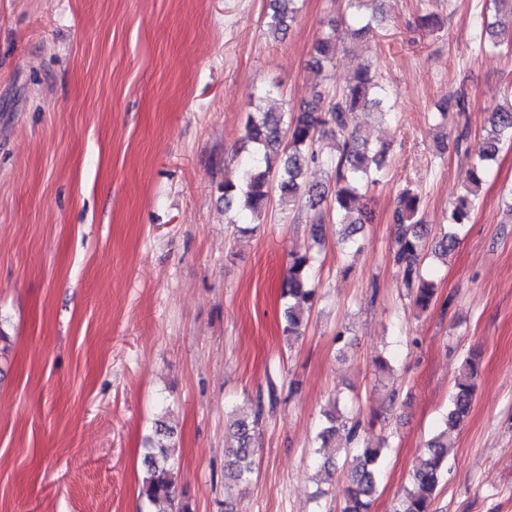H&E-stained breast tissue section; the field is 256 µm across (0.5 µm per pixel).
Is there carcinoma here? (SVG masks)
<instances>
[{"instance_id": "1", "label": "carcinoma", "mask_w": 512, "mask_h": 512, "mask_svg": "<svg viewBox=\"0 0 512 512\" xmlns=\"http://www.w3.org/2000/svg\"><path fill=\"white\" fill-rule=\"evenodd\" d=\"M296 0H272L267 28L274 39H282L295 18ZM347 8L356 27L352 37L363 38L371 32L370 22H362L360 9L368 0H346ZM487 46L497 48L502 44L512 47V29L488 27ZM336 35L331 32L319 39L312 54V67L318 71L332 63ZM384 88L378 83L371 65L360 67L348 86L329 101L327 109L320 102L305 105L293 115L273 108L254 105L248 113L245 126V159L235 181L226 180L222 187L224 205H237L242 214L255 220L260 217L273 199L293 203L305 199L311 208H316L326 198V191L304 181L309 165L325 164L322 155L315 149L317 136L327 125L336 133L335 185L332 194V210L336 222L347 223L346 238L359 231V225L371 221L369 212L359 211V217L348 222V214L356 208L359 199L370 186L379 183L387 146L383 143L369 144L361 138L360 129L354 125V115L368 108L384 111ZM486 129L483 152L471 163L469 186L455 205L448 211V228L441 229V237L434 252L446 255L458 243V229L470 220L474 200L483 184V176L489 162L498 153L501 144L512 141V95L506 103L497 105L491 112ZM420 196L403 191L393 213L395 226L392 244V259L398 267L404 286L410 290L414 306L420 311L428 310L436 301V289L423 275L421 266L425 261L422 244L424 225L418 219ZM309 262L306 255H293L289 261L284 295L288 296V307L284 311L286 332L298 333L308 319L316 297V290L309 287ZM480 362L472 354L462 363L454 381L448 412L443 417L445 430L434 435L425 444L424 456L415 468L410 487L397 498L393 512H432L433 494L445 472L448 462V430L459 427L470 413ZM262 398L254 403L253 416L234 421L227 431L234 441L228 449L231 460L226 465L224 478L228 485H237L248 480L255 469V435L264 417ZM316 435L323 448H332L338 455L353 456L347 473L345 503L341 512H369L370 501L375 492L380 462L384 449L368 445L355 446L359 424L327 410ZM154 434L157 443H149L145 456L144 475L140 485V496L151 504L165 506V512H190L189 506L177 494L176 472L172 462V450L165 441L173 437L171 429L161 420L156 421Z\"/></svg>"}]
</instances>
